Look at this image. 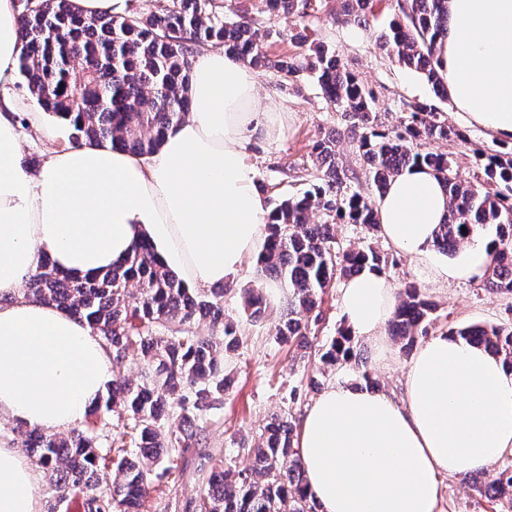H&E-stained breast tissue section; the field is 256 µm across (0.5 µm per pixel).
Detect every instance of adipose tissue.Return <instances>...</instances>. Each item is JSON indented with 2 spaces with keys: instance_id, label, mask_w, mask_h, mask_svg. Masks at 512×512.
Here are the masks:
<instances>
[{
  "instance_id": "1",
  "label": "adipose tissue",
  "mask_w": 512,
  "mask_h": 512,
  "mask_svg": "<svg viewBox=\"0 0 512 512\" xmlns=\"http://www.w3.org/2000/svg\"><path fill=\"white\" fill-rule=\"evenodd\" d=\"M13 0H0V417L31 429L79 425L114 377L100 336L23 288L43 259L75 275L104 271L147 236L165 267L208 287L234 278L264 247L269 213L246 159L253 139L280 134L278 112L252 108L258 76L220 48L190 69L191 112L151 155L86 144L51 152L30 171L7 87L21 51ZM440 57L461 120L512 140V0H448ZM382 236L432 281L483 273L480 234L458 260L433 246L448 212L434 172L404 168L377 199ZM397 288L369 269L344 284L345 330L388 349L381 330ZM297 446L319 512H441V476H462L512 455V367L446 334L414 352L402 398L334 384L306 408ZM36 476L0 447V512H37Z\"/></svg>"
}]
</instances>
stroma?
<instances>
[{
	"mask_svg": "<svg viewBox=\"0 0 512 512\" xmlns=\"http://www.w3.org/2000/svg\"><path fill=\"white\" fill-rule=\"evenodd\" d=\"M341 8V0H325L323 13L309 18L307 25L314 38L333 49L372 91L379 123L384 128H394L404 102L429 100L433 94L418 74L400 66L377 47L376 30L337 23L336 15ZM224 13L229 18L236 14L252 17L260 43L270 59L297 54L298 49L289 37L295 18H268L262 0H224ZM9 91L20 103L15 121L25 160H42L48 151L68 145V129L49 115H42L41 130H34L30 95L23 79H15ZM255 106L260 112L271 108L284 114L281 135L256 141L248 151V160L256 171L255 183L263 187L268 206H275L283 196L298 195L309 188L315 171L311 146L328 136L337 141L339 165L357 174L355 180L348 182V192L376 201L378 193L366 174L364 160L351 141L341 112L325 98L314 80L303 78L291 82L275 69L259 70ZM441 108L458 135L430 143V150L446 153L459 179L483 189L484 175L475 152L479 149L489 154L495 152L499 139L481 128L464 125L451 102L442 103ZM336 242L343 250L370 246L394 256L397 264L387 269V276L400 287L407 283L418 285L437 305L432 334L469 324L512 322V294L489 296L476 278L445 286L432 284L423 268L397 252L378 231L359 224L340 223L336 226ZM251 284L273 291L278 288L277 282L253 258L245 262L232 281L224 283V310L236 318L240 341L239 349L225 362L232 385L223 406L200 421L203 444L188 451L179 470L171 474L164 465L153 466L144 512H192L202 483L212 469L226 465L239 470L250 467L251 456L240 448V441H253L271 416L284 411L290 412L292 423H299L319 388L338 382L358 384L368 374L380 388L396 394L401 391L410 356L398 343H391L387 359L380 366L371 363L360 369L348 363L320 368L313 351L278 342L269 324L252 321L241 313L240 291ZM340 288V283H333L323 296L322 318L313 327L315 349L328 345L344 328ZM441 509L442 512H501L495 501L480 497L456 477L443 481Z\"/></svg>",
	"mask_w": 512,
	"mask_h": 512,
	"instance_id": "stroma-1",
	"label": "stroma"
}]
</instances>
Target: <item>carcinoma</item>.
Instances as JSON below:
<instances>
[{
  "label": "carcinoma",
  "instance_id": "cac0c4a2",
  "mask_svg": "<svg viewBox=\"0 0 512 512\" xmlns=\"http://www.w3.org/2000/svg\"><path fill=\"white\" fill-rule=\"evenodd\" d=\"M270 17L283 14L306 20L322 0H263ZM22 53L18 72L38 107L70 130V144L118 146L136 155L155 153L172 127L189 112L190 59L205 46L253 66L270 67L287 79L307 76L343 112L348 132L369 167L376 190L409 165H426L442 179L449 195L448 216L439 225L434 247L453 254L473 233L495 228L482 286L495 295L512 293V142L486 154L478 152L488 188L479 192L458 180L447 154L421 149V142L446 140L443 110L434 103L409 101L398 129H382L370 105L372 96L335 52L310 38L307 27L291 35L297 55L271 61L257 30L242 17L224 19L219 0H167L122 15L87 17L73 0H16ZM372 0H342L336 20L369 26ZM448 37V0H396L394 15L376 44L398 64L416 71L445 100L444 75L437 56ZM312 152L318 165L310 188L283 197L270 212L259 257L264 270L288 289V302L274 323L276 338L308 347L309 314L336 278L369 268L383 271L388 257L373 248L336 252L339 221L378 228L374 207L358 193L343 192L350 180L336 163V139L322 138ZM324 220L312 224L309 212ZM26 297L53 303L85 322L101 336L113 362L129 352L142 366L135 379L112 380L106 398L90 413L84 429L66 435L40 430L17 431L20 447L39 469L56 473V492L86 490L87 512H131L141 508L150 488L148 465L165 458L168 470L199 445L196 421L224 403L230 375L228 353L239 345L235 320L224 312V292L202 294L158 259L148 242L135 244L118 266L91 276L72 277L41 261L24 288ZM437 306L415 284L398 292L389 320L391 335L408 352L427 335ZM242 311L260 321L271 314L260 288L242 289ZM206 318L219 329L217 342L197 335L192 325ZM449 335L478 346L512 364V325L471 324ZM325 366L367 358L351 336L339 332L319 353ZM122 433H112V418ZM178 425H169L170 418ZM288 414L264 427L247 471L229 468L211 473L195 512H318L306 492V476L295 448ZM106 447L105 454L99 448ZM484 470L465 476L472 488L512 509V464L488 483Z\"/></svg>",
  "mask_w": 512,
  "mask_h": 512
}]
</instances>
